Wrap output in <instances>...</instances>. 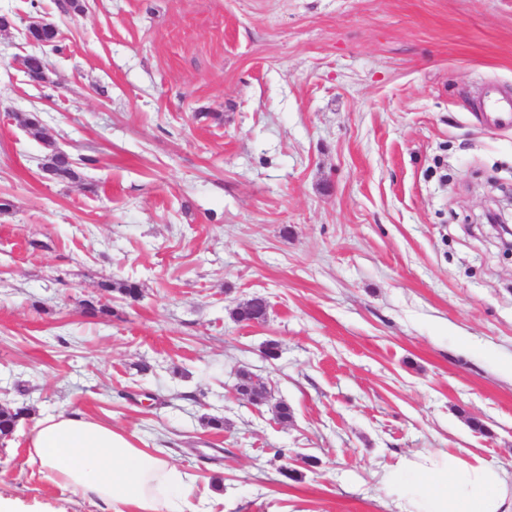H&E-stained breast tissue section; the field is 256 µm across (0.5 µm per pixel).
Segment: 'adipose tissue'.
I'll use <instances>...</instances> for the list:
<instances>
[{
  "mask_svg": "<svg viewBox=\"0 0 512 512\" xmlns=\"http://www.w3.org/2000/svg\"><path fill=\"white\" fill-rule=\"evenodd\" d=\"M28 442L32 462L78 495L136 512H167L193 491L165 456L138 448L124 432L79 410L39 419ZM386 482L399 494L401 512H512V472L475 455L407 459Z\"/></svg>",
  "mask_w": 512,
  "mask_h": 512,
  "instance_id": "obj_1",
  "label": "adipose tissue"
}]
</instances>
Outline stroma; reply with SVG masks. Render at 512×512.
<instances>
[{
  "instance_id": "1",
  "label": "stroma",
  "mask_w": 512,
  "mask_h": 512,
  "mask_svg": "<svg viewBox=\"0 0 512 512\" xmlns=\"http://www.w3.org/2000/svg\"><path fill=\"white\" fill-rule=\"evenodd\" d=\"M65 2L0 0V404L162 451L178 512H397L385 475L430 454L512 472V255L482 222L512 128L474 109L512 93V0ZM33 18L62 45L42 84ZM34 109L96 157L80 180L43 178ZM127 278L138 301L85 313ZM255 294L267 321L233 320ZM30 429L0 442L1 500L114 512L31 464ZM102 291L101 297H107L106 301L102 303L100 300L96 302H88L86 309L91 315L109 316L115 313L112 308V293H117L123 300L137 301L141 296L140 284L134 280L122 281H102L99 284Z\"/></svg>"
}]
</instances>
